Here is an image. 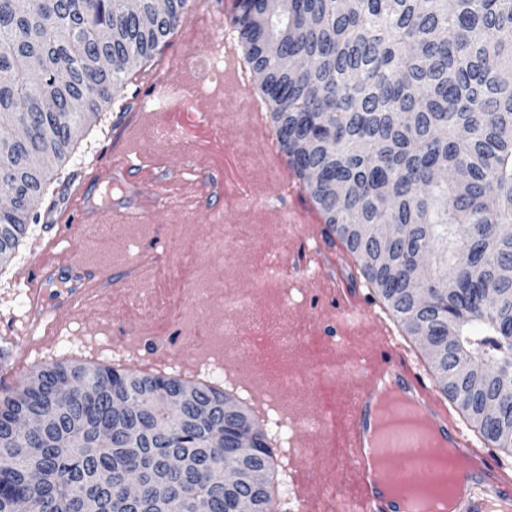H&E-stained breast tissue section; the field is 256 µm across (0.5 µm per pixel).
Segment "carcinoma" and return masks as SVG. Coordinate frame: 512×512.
Segmentation results:
<instances>
[{
    "label": "carcinoma",
    "instance_id": "cac0c4a2",
    "mask_svg": "<svg viewBox=\"0 0 512 512\" xmlns=\"http://www.w3.org/2000/svg\"><path fill=\"white\" fill-rule=\"evenodd\" d=\"M191 0H0V259L12 255L53 166L101 106L138 80L137 64L176 31ZM233 23L272 106L279 146L364 280L410 336L431 342L437 387L484 441L512 451V0H238ZM277 39L281 56L268 51ZM451 178L431 182L435 169ZM359 224H391L378 241ZM434 266L419 284L417 255ZM393 263L398 276L389 274ZM453 278L456 288L440 283ZM491 294L488 308L481 296ZM456 338L448 340V325ZM103 386L94 399L69 382ZM175 376L55 364L22 387L0 386V512H159L176 488L187 512H233L236 494L273 512L278 474L259 422L224 389L192 383L209 412L186 423L160 404L123 419L124 441L103 437L115 400L165 393ZM239 413H224V407ZM39 418L35 433L17 427ZM242 463L262 486L228 490L209 471ZM182 456L188 469L171 472ZM112 481L103 484V472ZM141 489L130 499L126 476Z\"/></svg>",
    "mask_w": 512,
    "mask_h": 512
}]
</instances>
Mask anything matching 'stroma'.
Segmentation results:
<instances>
[{"label":"stroma","mask_w":512,"mask_h":512,"mask_svg":"<svg viewBox=\"0 0 512 512\" xmlns=\"http://www.w3.org/2000/svg\"><path fill=\"white\" fill-rule=\"evenodd\" d=\"M236 0H199L182 18L165 47L144 67L149 78L126 89L78 136L70 158L42 197L38 223L29 225L12 256L0 263V382L15 388L32 372L58 362L111 366L134 373L208 381L224 363V326L238 335L318 336L323 342L360 343L338 321L333 281L352 279L359 266L324 220L282 224L289 210H315L304 184L279 147L272 107L251 66L239 76L210 77L186 70L182 57L230 39ZM181 84L211 126H190L176 143L138 136L137 152L152 178L118 176L112 201L137 211L123 220L78 231L64 219L68 192L91 163L107 164L124 148L126 129L137 119L139 98ZM92 260L105 269L110 291L84 312H59L54 329L40 340L24 333V288L41 260ZM277 268L264 295H257L267 265ZM258 296L257 306L229 308L228 300ZM225 392L250 410L282 423L318 417L326 389L300 379L288 387L287 406H271V390L232 375ZM335 448H298L278 458L279 482L291 470L318 477L332 471L326 491L348 495Z\"/></svg>","instance_id":"35a3bbf8"}]
</instances>
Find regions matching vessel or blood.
Masks as SVG:
<instances>
[{"label": "vessel or blood", "mask_w": 512, "mask_h": 512, "mask_svg": "<svg viewBox=\"0 0 512 512\" xmlns=\"http://www.w3.org/2000/svg\"><path fill=\"white\" fill-rule=\"evenodd\" d=\"M237 67L239 56L230 45H221L213 54L196 58L194 69L205 72L220 69L222 64ZM187 100L179 85L166 87L152 98L139 103L143 116L156 112L185 111ZM139 131L131 126L125 136L122 153L114 159L112 169L95 167L85 176L76 192L79 205L71 222L73 225L109 224L115 217L111 202L96 203L95 197L103 183L111 182L113 170L142 173L137 151L132 141ZM57 269L44 261L36 267L28 284V320L32 324H50L61 310L80 312L105 294L99 283L102 279L95 265L72 263L68 274L69 288L50 296L44 290L47 282L56 280ZM336 307L341 324L356 330L364 323L361 293L343 286L336 289ZM337 376L340 382H351L345 401L330 402L318 429H329L334 447L340 449L346 464L350 495L336 505V512H397L386 488L374 478L368 462L370 436L376 408V392L381 381L391 383L404 398L417 403L421 413L436 427L440 436L472 462L456 489L455 512H512V477L501 465L478 452L464 436L449 410L437 402L418 364L410 358L394 336H386L377 347L362 357H348L342 362Z\"/></svg>", "instance_id": "b4317fda"}]
</instances>
